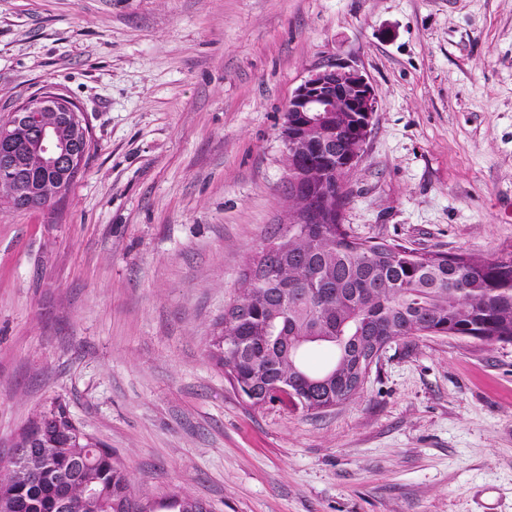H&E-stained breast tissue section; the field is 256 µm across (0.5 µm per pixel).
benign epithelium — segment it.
Wrapping results in <instances>:
<instances>
[{
  "mask_svg": "<svg viewBox=\"0 0 512 512\" xmlns=\"http://www.w3.org/2000/svg\"><path fill=\"white\" fill-rule=\"evenodd\" d=\"M376 112L372 85L354 66L329 63L312 71L294 91L285 107L281 138L290 159L291 180L307 208L308 223L319 224L334 215L339 191L323 179H309L311 162L298 163L318 144L328 153L344 154L341 173L352 175L364 154ZM338 113L361 115L358 122L336 118ZM93 146L82 113L62 93L48 90L29 99L0 123V199L10 204L21 198L25 207H44L65 189V182L25 186L14 171L40 167L72 171L81 167ZM13 460L28 481L39 478L43 452L37 436L13 443Z\"/></svg>",
  "mask_w": 512,
  "mask_h": 512,
  "instance_id": "obj_1",
  "label": "benign epithelium"
}]
</instances>
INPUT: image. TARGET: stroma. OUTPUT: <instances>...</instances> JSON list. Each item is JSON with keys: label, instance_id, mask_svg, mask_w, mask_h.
<instances>
[{"label": "stroma", "instance_id": "1", "mask_svg": "<svg viewBox=\"0 0 512 512\" xmlns=\"http://www.w3.org/2000/svg\"><path fill=\"white\" fill-rule=\"evenodd\" d=\"M376 93L359 239L512 251V0H0V121L51 85L96 149L61 203L0 211V458L52 398L212 512H512V343L397 340L349 403L251 406L206 343L287 221L284 109Z\"/></svg>", "mask_w": 512, "mask_h": 512}]
</instances>
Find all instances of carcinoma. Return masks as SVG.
<instances>
[{"instance_id":"obj_1","label":"carcinoma","mask_w":512,"mask_h":512,"mask_svg":"<svg viewBox=\"0 0 512 512\" xmlns=\"http://www.w3.org/2000/svg\"><path fill=\"white\" fill-rule=\"evenodd\" d=\"M341 212L327 224H288V253L274 275L257 286L243 273L238 295L224 309H238L237 335L243 347L230 348L212 337L208 356L231 367L230 382L273 392V375L294 379L290 405L319 412L321 405L358 391L343 377L357 366L355 346L365 328L384 338L478 333L512 343V252L493 260L464 253L418 251L400 245L352 238ZM319 336L334 349L335 372L314 396L301 374L304 357L292 343ZM45 468L28 482L15 465L0 464V512H55L60 490L78 512H210L205 501L172 489L159 499L135 489L131 475L112 450L88 438L81 426L63 435L56 427L41 430ZM78 480L66 482L75 461Z\"/></svg>"}]
</instances>
